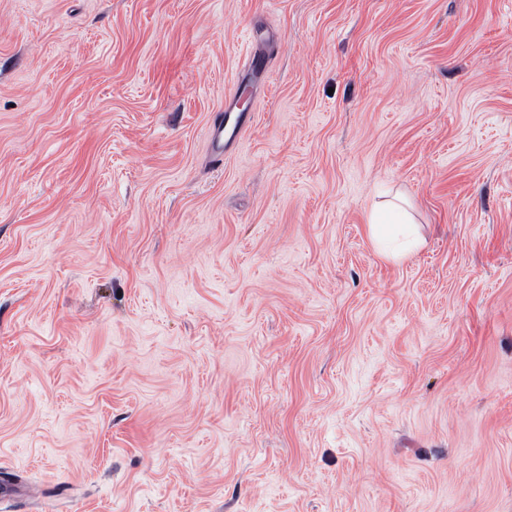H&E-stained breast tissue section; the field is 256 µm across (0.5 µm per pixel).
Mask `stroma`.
<instances>
[{"instance_id":"stroma-1","label":"stroma","mask_w":512,"mask_h":512,"mask_svg":"<svg viewBox=\"0 0 512 512\" xmlns=\"http://www.w3.org/2000/svg\"><path fill=\"white\" fill-rule=\"evenodd\" d=\"M1 486L512 512V0H0ZM245 79L236 82L234 88L225 97L224 120L215 123L209 130L210 154L213 162L222 164L225 154L238 142L249 123L253 121L252 112H235L237 101L241 96V87ZM226 122L231 120L229 130L226 131ZM371 222V236L377 245L381 243L393 227L406 226L404 224L412 223L405 218V212L399 206H392L384 212L376 213Z\"/></svg>"}]
</instances>
